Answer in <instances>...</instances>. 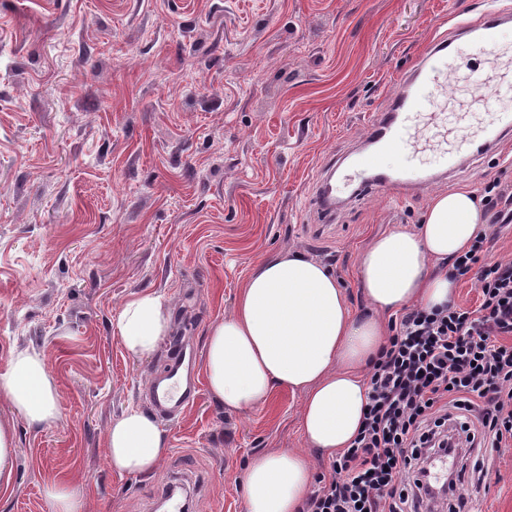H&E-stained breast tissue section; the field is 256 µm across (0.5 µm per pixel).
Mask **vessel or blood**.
Returning a JSON list of instances; mask_svg holds the SVG:
<instances>
[{
    "label": "vessel or blood",
    "mask_w": 512,
    "mask_h": 512,
    "mask_svg": "<svg viewBox=\"0 0 512 512\" xmlns=\"http://www.w3.org/2000/svg\"><path fill=\"white\" fill-rule=\"evenodd\" d=\"M511 21L512 12L502 9L499 0H488L480 22L456 21L452 35H441L428 46L372 119L362 140L363 150L333 163L317 180L310 201L325 220H332L348 200L362 193L401 195L427 185V178L416 169L397 173L384 169L382 158L394 147L422 155L435 145L452 142V149L444 147L442 155L453 172L469 161L494 154L498 140L512 135L511 114L496 115L473 131H455L447 120L448 83L457 73H464L468 94L466 104L456 110L460 118L486 107L489 93H512V48L498 39L499 27ZM461 37L472 48L470 58L458 54L456 41ZM184 361L183 353H175L163 372L150 380L152 405L160 413H173L199 395L196 383L179 380Z\"/></svg>",
    "instance_id": "obj_1"
}]
</instances>
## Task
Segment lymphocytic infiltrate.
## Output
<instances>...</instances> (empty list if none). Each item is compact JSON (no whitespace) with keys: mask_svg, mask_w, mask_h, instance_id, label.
<instances>
[{"mask_svg":"<svg viewBox=\"0 0 512 512\" xmlns=\"http://www.w3.org/2000/svg\"><path fill=\"white\" fill-rule=\"evenodd\" d=\"M489 239L480 232L450 261L451 277L474 274L476 307L415 306L391 322L358 434L301 512H444L429 461L462 448L469 465L459 506L489 487L488 457L512 447V259H488Z\"/></svg>","mask_w":512,"mask_h":512,"instance_id":"lymphocytic-infiltrate-1","label":"lymphocytic infiltrate"}]
</instances>
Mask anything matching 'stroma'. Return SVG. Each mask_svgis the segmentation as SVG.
I'll list each match as a JSON object with an SVG mask.
<instances>
[{"label":"stroma","instance_id":"35a3bbf8","mask_svg":"<svg viewBox=\"0 0 512 512\" xmlns=\"http://www.w3.org/2000/svg\"><path fill=\"white\" fill-rule=\"evenodd\" d=\"M462 9L480 0H0V373L40 354L60 409L30 426L0 397L15 475L0 512H49L47 484L86 488L85 512H154L188 484L191 512H246L256 454L300 448L303 395L230 411L208 388L172 422L150 475L108 465L106 436L149 409L162 341L136 359L113 332L133 295L163 293L171 335L204 352L252 268L284 250L336 272L354 314L371 241L414 229L439 192L512 188V138L407 196L353 201L322 222L310 190L359 148L396 84ZM470 512H512V447Z\"/></svg>","mask_w":512,"mask_h":512}]
</instances>
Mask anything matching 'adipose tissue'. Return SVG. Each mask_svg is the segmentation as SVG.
Listing matches in <instances>:
<instances>
[{"instance_id": "adipose-tissue-1", "label": "adipose tissue", "mask_w": 512, "mask_h": 512, "mask_svg": "<svg viewBox=\"0 0 512 512\" xmlns=\"http://www.w3.org/2000/svg\"><path fill=\"white\" fill-rule=\"evenodd\" d=\"M485 219L465 188L438 193L423 224L376 238L359 257L358 275L374 316H353L347 295L325 264L295 251L259 263L246 277L233 313L210 326L205 376L224 407L244 411L279 387L302 392L304 447L253 457L244 478L246 512H299L313 480L308 450L332 456L348 447L369 391L362 370L385 345L381 314L409 305L448 304L455 282L439 263L469 250ZM170 328L154 292L125 302L113 324L127 352L153 356ZM0 395L34 426L59 416L54 380L43 357L20 353L0 374ZM109 466L121 475L152 473L167 453L156 417L126 410L106 437Z\"/></svg>"}]
</instances>
